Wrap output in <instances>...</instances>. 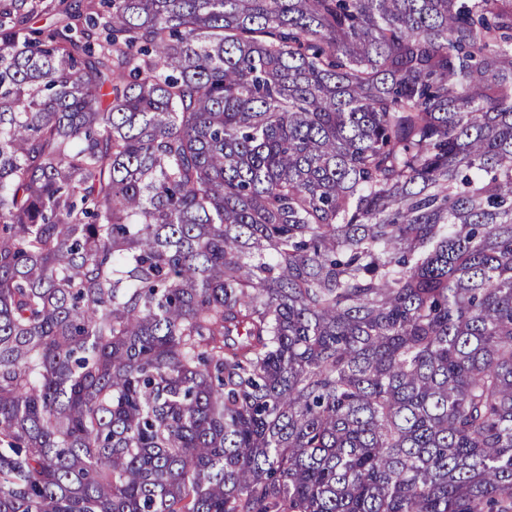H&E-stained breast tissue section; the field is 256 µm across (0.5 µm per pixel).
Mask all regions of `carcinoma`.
Wrapping results in <instances>:
<instances>
[{"instance_id": "cac0c4a2", "label": "carcinoma", "mask_w": 512, "mask_h": 512, "mask_svg": "<svg viewBox=\"0 0 512 512\" xmlns=\"http://www.w3.org/2000/svg\"><path fill=\"white\" fill-rule=\"evenodd\" d=\"M0 0V512H512V0Z\"/></svg>"}]
</instances>
